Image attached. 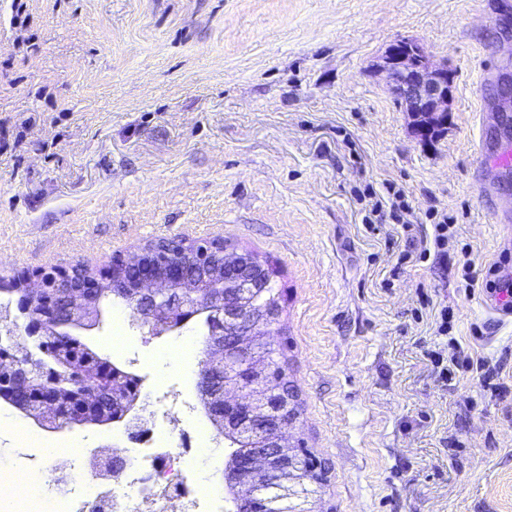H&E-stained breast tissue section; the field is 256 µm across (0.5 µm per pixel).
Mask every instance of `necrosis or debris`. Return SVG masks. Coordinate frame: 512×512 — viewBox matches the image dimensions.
<instances>
[{
	"instance_id": "obj_1",
	"label": "necrosis or debris",
	"mask_w": 512,
	"mask_h": 512,
	"mask_svg": "<svg viewBox=\"0 0 512 512\" xmlns=\"http://www.w3.org/2000/svg\"><path fill=\"white\" fill-rule=\"evenodd\" d=\"M145 419L161 420L166 433L154 450L119 478L98 475L99 459L112 455L107 446L82 448L76 454L20 453L19 466L28 482L43 487L58 512H207L210 499L193 485L183 469L184 449L175 447L184 429L185 403L174 391L144 394Z\"/></svg>"
}]
</instances>
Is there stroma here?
<instances>
[{
  "instance_id": "35a3bbf8",
  "label": "stroma",
  "mask_w": 512,
  "mask_h": 512,
  "mask_svg": "<svg viewBox=\"0 0 512 512\" xmlns=\"http://www.w3.org/2000/svg\"><path fill=\"white\" fill-rule=\"evenodd\" d=\"M0 0V267L103 275L161 238L228 241L275 267L298 413L288 444L315 463L317 512H512V318L488 303L512 249L471 184L481 65L512 56L489 0H28L15 43ZM451 75L448 127L420 139L374 65L398 41ZM31 119L21 128L19 119ZM401 190L412 233L364 217ZM455 224L431 251L429 215ZM447 333H440V323ZM201 317L152 336L122 302L85 341L194 404ZM472 357L442 379L430 354ZM495 373L494 388L482 382ZM29 451L149 454L109 425L46 431Z\"/></svg>"
}]
</instances>
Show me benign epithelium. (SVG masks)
Wrapping results in <instances>:
<instances>
[{"instance_id":"benign-epithelium-1","label":"benign epithelium","mask_w":512,"mask_h":512,"mask_svg":"<svg viewBox=\"0 0 512 512\" xmlns=\"http://www.w3.org/2000/svg\"><path fill=\"white\" fill-rule=\"evenodd\" d=\"M386 75L392 91L404 111L413 118L417 133L427 140L448 127V69L432 63L416 44L398 41L377 64ZM179 248L188 254L191 243L181 240L149 242L136 253L112 263L109 283L99 282L80 266L50 268L31 280L26 275L0 276V288H24L31 291L24 324L17 333L35 347L47 336H75L101 322V309L90 316L76 318L71 305L61 308L60 289L84 288L90 297L103 287L126 301L137 322L161 336L177 329L182 314L200 309L207 314L204 348L208 359L198 375L199 395L208 397L206 415L227 442L241 441L256 452L234 459L233 483L246 490L245 498L254 512H284L294 499V485L284 481L264 487L258 481L261 469L295 470L293 457H285L284 441L293 403L271 390L265 374L253 369L256 360L247 337L261 336L271 342L275 313L254 305L265 291L269 278L264 264L256 257L223 246L224 259L195 255L189 261L169 260L170 250ZM132 267L133 281L126 280ZM0 400L16 408L25 417L47 429L58 428L60 421L84 425L104 422L87 405H62L42 395L41 379L47 370L28 350L19 355L11 346L0 356ZM138 394L112 396L109 422L122 425L133 436L146 431L137 408Z\"/></svg>"}]
</instances>
